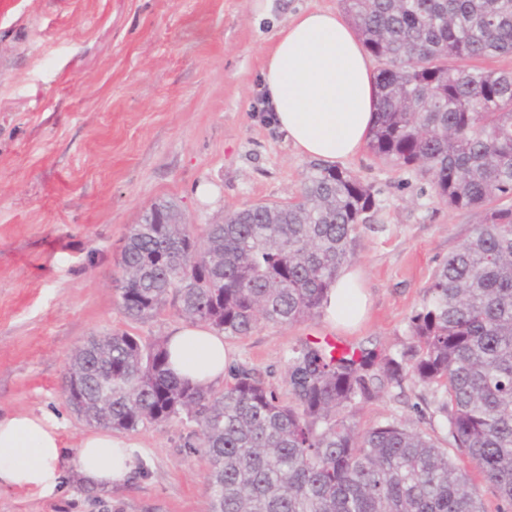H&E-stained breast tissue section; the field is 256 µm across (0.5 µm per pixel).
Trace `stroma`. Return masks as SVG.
<instances>
[{
  "label": "stroma",
  "instance_id": "obj_1",
  "mask_svg": "<svg viewBox=\"0 0 512 512\" xmlns=\"http://www.w3.org/2000/svg\"><path fill=\"white\" fill-rule=\"evenodd\" d=\"M340 9L339 0H0L1 414H52L64 446L78 447L90 427L60 388L72 352L93 334L149 341L184 325L171 305L143 322L116 306L125 238L156 200L177 201L186 223L220 224L229 211L298 195L311 160L261 112V71L280 26ZM342 167L376 201L348 264L368 295L363 321L261 322L228 340L236 366L283 397L285 357L300 341L406 347L435 269L479 221L368 150ZM432 412L408 386L356 421L367 429L402 417L446 442ZM198 431L174 421L124 433L135 467L120 485H91L72 467L50 493L0 488V512H207L209 463L188 446Z\"/></svg>",
  "mask_w": 512,
  "mask_h": 512
}]
</instances>
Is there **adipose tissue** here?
Returning <instances> with one entry per match:
<instances>
[{"instance_id": "obj_1", "label": "adipose tissue", "mask_w": 512, "mask_h": 512, "mask_svg": "<svg viewBox=\"0 0 512 512\" xmlns=\"http://www.w3.org/2000/svg\"><path fill=\"white\" fill-rule=\"evenodd\" d=\"M271 122L299 155L333 164L358 154L373 123L375 75L348 22L333 11L299 14L279 29L262 70ZM358 276H339L326 312L349 327L365 314ZM169 368L178 378L215 385L234 358L222 335L203 324L172 329ZM129 444L108 431L84 436L78 448L62 447L52 416L0 415V487L52 492L64 471L78 470L91 482L124 481L134 466Z\"/></svg>"}]
</instances>
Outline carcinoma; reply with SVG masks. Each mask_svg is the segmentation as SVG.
<instances>
[{
    "label": "carcinoma",
    "instance_id": "carcinoma-1",
    "mask_svg": "<svg viewBox=\"0 0 512 512\" xmlns=\"http://www.w3.org/2000/svg\"><path fill=\"white\" fill-rule=\"evenodd\" d=\"M381 67L367 147L427 177L480 222L435 271L395 354L304 341L287 355L288 399L250 369L224 388L176 378L167 339L92 336L62 391L89 425L199 427L210 512H486L455 460L512 512V0H340ZM375 207L369 185L312 165L299 197L228 212L197 229L171 199L131 226L117 306L144 321L172 304L227 337L320 314ZM429 392L448 447L406 419L365 431L353 412L406 381Z\"/></svg>",
    "mask_w": 512,
    "mask_h": 512
}]
</instances>
